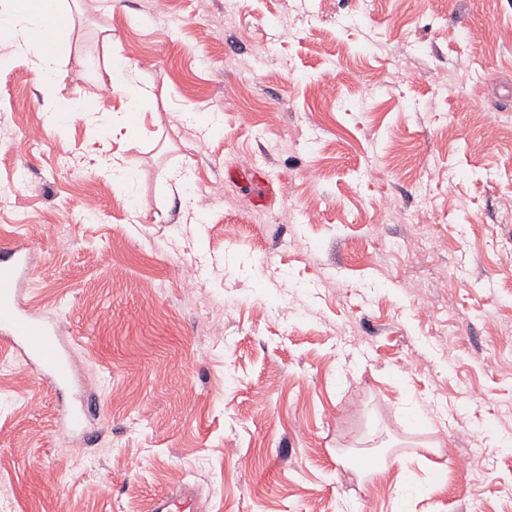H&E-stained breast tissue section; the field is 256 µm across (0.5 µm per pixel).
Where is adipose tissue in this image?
Segmentation results:
<instances>
[{"label": "adipose tissue", "instance_id": "1", "mask_svg": "<svg viewBox=\"0 0 512 512\" xmlns=\"http://www.w3.org/2000/svg\"><path fill=\"white\" fill-rule=\"evenodd\" d=\"M65 0H0V45L11 55L27 60L43 79H50L58 64L56 45L68 26ZM10 55V56H11ZM111 85L124 99L126 111L143 115L147 90L134 68L113 59Z\"/></svg>", "mask_w": 512, "mask_h": 512}]
</instances>
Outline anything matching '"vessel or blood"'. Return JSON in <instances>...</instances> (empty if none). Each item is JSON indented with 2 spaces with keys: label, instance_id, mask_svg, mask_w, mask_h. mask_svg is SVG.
I'll return each mask as SVG.
<instances>
[{
  "label": "vessel or blood",
  "instance_id": "vessel-or-blood-1",
  "mask_svg": "<svg viewBox=\"0 0 512 512\" xmlns=\"http://www.w3.org/2000/svg\"><path fill=\"white\" fill-rule=\"evenodd\" d=\"M28 271L25 247L14 243L0 249V341L8 343L38 379L65 387L72 380V366L59 323L38 317L19 296L18 283ZM149 512H198L197 492L185 486L156 493Z\"/></svg>",
  "mask_w": 512,
  "mask_h": 512
}]
</instances>
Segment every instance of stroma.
I'll return each instance as SVG.
<instances>
[{
  "instance_id": "35a3bbf8",
  "label": "stroma",
  "mask_w": 512,
  "mask_h": 512,
  "mask_svg": "<svg viewBox=\"0 0 512 512\" xmlns=\"http://www.w3.org/2000/svg\"><path fill=\"white\" fill-rule=\"evenodd\" d=\"M236 4L69 0L51 80L0 68V245L73 366L0 346V512H512V0ZM116 56L144 122L47 126ZM88 409L85 405H64L62 409V421L64 430L68 433L80 431L85 422ZM149 512H197V492L190 486L161 491L150 499Z\"/></svg>"
}]
</instances>
